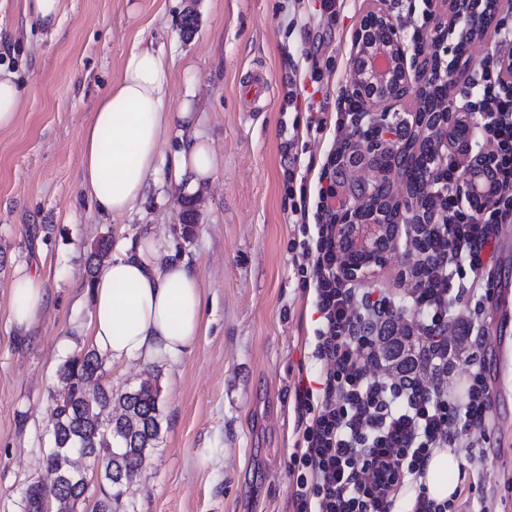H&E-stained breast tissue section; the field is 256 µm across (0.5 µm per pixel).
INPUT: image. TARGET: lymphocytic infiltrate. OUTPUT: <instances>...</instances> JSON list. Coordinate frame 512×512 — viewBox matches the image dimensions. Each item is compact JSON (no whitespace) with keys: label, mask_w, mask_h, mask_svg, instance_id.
Segmentation results:
<instances>
[{"label":"lymphocytic infiltrate","mask_w":512,"mask_h":512,"mask_svg":"<svg viewBox=\"0 0 512 512\" xmlns=\"http://www.w3.org/2000/svg\"><path fill=\"white\" fill-rule=\"evenodd\" d=\"M500 46L482 61L478 85L455 89L471 105L491 141L497 197L487 208L461 205L457 183L464 166L449 159L432 183L433 216L423 230L428 262L412 295V307L427 333L421 338L434 371L448 365L442 331L455 299L458 269L468 268L471 288L488 290L486 258L493 225L512 221V90L499 80L497 59L512 56V24L498 19ZM345 146H331L322 164L314 207L292 205L302 237L290 250L304 259L303 287L312 289L322 326L314 356L325 369L318 388L299 384L296 399L304 411L298 449L289 458L296 512H393L409 498V512H462L448 500L432 498L423 482L434 449L455 447L458 439L484 425L491 398L480 371L471 372L464 400L421 386L417 376L393 380L369 374L376 361L371 332L392 315L389 297L371 300L352 288L338 263L336 247V173ZM360 304L363 316L353 315Z\"/></svg>","instance_id":"f902f5d3"}]
</instances>
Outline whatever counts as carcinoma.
I'll return each mask as SVG.
<instances>
[{
	"label": "carcinoma",
	"instance_id": "carcinoma-1",
	"mask_svg": "<svg viewBox=\"0 0 512 512\" xmlns=\"http://www.w3.org/2000/svg\"><path fill=\"white\" fill-rule=\"evenodd\" d=\"M382 360L393 370L410 373L419 368V354L410 328L398 334L389 319L380 329ZM104 358L89 350L67 359L58 372L54 398L52 447L46 452V467L57 479L50 486L31 484L22 499L21 512H40L54 506L55 512H78L85 501L87 473L95 467L109 490L94 505V512H112V498L121 487L130 486L159 430L157 392L142 386L113 397L105 386ZM120 413L112 414V399Z\"/></svg>",
	"mask_w": 512,
	"mask_h": 512
}]
</instances>
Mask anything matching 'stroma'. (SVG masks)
<instances>
[{
  "mask_svg": "<svg viewBox=\"0 0 512 512\" xmlns=\"http://www.w3.org/2000/svg\"><path fill=\"white\" fill-rule=\"evenodd\" d=\"M24 0H0V65L25 89L16 124L0 131V512H20L27 487L45 478L57 373L91 347L88 255L152 234L203 284L205 328L177 358L105 364L113 395L158 391L160 432L127 497L136 512H295L288 461L299 439L295 389L318 380L321 322L301 287L303 258L289 244L284 160L316 185L333 129L308 130L323 102L353 81V37L365 0H344L335 23L321 0H66L59 27L29 20ZM161 52L173 71L172 111L193 114V132L221 166L189 194L173 176L179 127L162 140L144 199L101 215L80 189L82 131L121 76L134 47ZM324 68L312 85V65ZM264 71L262 108H246L251 72ZM295 76L286 102L285 75ZM289 150H282V143ZM400 245L385 269L360 282L375 295L409 297ZM42 275L51 303L29 335L9 329L16 267ZM454 319L479 332L476 350L452 359L443 387L462 396L472 370L486 377L493 412L483 432L457 442L458 500L467 512H512V325L493 303L475 309L461 289Z\"/></svg>",
  "mask_w": 512,
  "mask_h": 512,
  "instance_id": "35a3bbf8",
  "label": "stroma"
}]
</instances>
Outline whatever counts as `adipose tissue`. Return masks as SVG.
<instances>
[{
  "instance_id": "ef3b65f1",
  "label": "adipose tissue",
  "mask_w": 512,
  "mask_h": 512,
  "mask_svg": "<svg viewBox=\"0 0 512 512\" xmlns=\"http://www.w3.org/2000/svg\"><path fill=\"white\" fill-rule=\"evenodd\" d=\"M172 72L149 49L132 50L120 79L98 102L82 132L81 189L100 214H122L142 199L160 142L174 118L167 89ZM174 174H191L192 185L212 178L220 162L208 142L188 135L173 157ZM92 310L88 331L95 350L115 362L171 357L193 348L203 326V286L183 262L163 261L152 235L125 241L119 255L104 263L88 284ZM50 301L44 280L17 268L10 285L8 323L24 333ZM458 459L435 449L425 483L437 499L451 497Z\"/></svg>"
}]
</instances>
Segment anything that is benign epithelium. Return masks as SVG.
<instances>
[{"mask_svg": "<svg viewBox=\"0 0 512 512\" xmlns=\"http://www.w3.org/2000/svg\"><path fill=\"white\" fill-rule=\"evenodd\" d=\"M439 2V8L428 17L435 33L430 52L411 53L394 26L385 0H366L354 33L351 62L356 78L351 95L388 107L411 99L416 109L411 113L407 132L383 146L382 158L376 153L378 141L372 138L370 130L386 127L387 114L372 117L366 112L364 116L370 118L368 128H363L359 120L352 130V136L366 143V150L355 149L347 156L342 172L351 196L336 215L338 241L347 257L345 272L352 278H364L385 266L397 250L403 226H408L412 239L421 237L425 215L418 197L410 192L401 197L393 194L395 181H407L414 155L429 148L424 170L428 188L435 166L447 159L448 148L455 147L453 132L461 118H467L472 126L477 125L476 113L468 106L451 104L448 96L439 103L431 90L437 86L449 87L444 66V57L451 54L445 46L448 32L465 20L474 23L470 32L482 38L488 33L490 25L481 21L487 0ZM452 67L454 74L462 77L468 72L469 63L456 53ZM491 167L489 154L467 155L459 193L473 209L490 205L495 197Z\"/></svg>", "mask_w": 512, "mask_h": 512, "instance_id": "1", "label": "benign epithelium"}]
</instances>
